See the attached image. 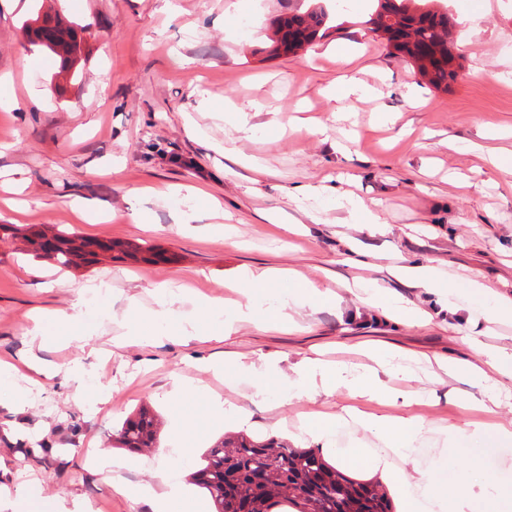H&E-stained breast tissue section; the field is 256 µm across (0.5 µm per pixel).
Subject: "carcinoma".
Instances as JSON below:
<instances>
[{"label":"carcinoma","instance_id":"carcinoma-1","mask_svg":"<svg viewBox=\"0 0 512 512\" xmlns=\"http://www.w3.org/2000/svg\"><path fill=\"white\" fill-rule=\"evenodd\" d=\"M375 2L369 24L386 36L391 54L407 59L432 87L448 89L456 77L448 13L421 8L419 0ZM339 28L337 16L321 7L280 15L274 21L269 52L295 54ZM26 30L31 44L59 58L60 69L78 61V32L58 16L47 12ZM0 231L20 242L26 254L53 260L62 268L91 266L114 259L116 253L128 254V247L120 242L67 234L47 224L27 229L0 224ZM156 437L157 420L144 408L127 418L118 433L122 447L133 452L153 447ZM193 480L210 496L215 512H271L277 505L289 504L296 512H389L390 507L382 484L347 478L318 450L243 435L218 440L206 454L204 465L193 473Z\"/></svg>","mask_w":512,"mask_h":512}]
</instances>
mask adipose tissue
Here are the masks:
<instances>
[{
	"label": "adipose tissue",
	"mask_w": 512,
	"mask_h": 512,
	"mask_svg": "<svg viewBox=\"0 0 512 512\" xmlns=\"http://www.w3.org/2000/svg\"><path fill=\"white\" fill-rule=\"evenodd\" d=\"M391 275L398 281L433 296L435 309L417 307L395 291L376 284L360 288L363 303L379 309L387 318L401 325H425L438 312L448 314L466 310L471 324H497L512 321V297L471 282L458 286L445 280L443 274L429 265L392 267ZM239 300L225 306L223 299L207 300L204 311L220 324L225 335H232L240 324L256 322L266 317L274 325L291 326L293 310L336 305L338 297L308 286L306 281L293 280L290 274L270 269H244L238 282ZM473 359L441 360L448 375L468 372L488 379L489 384L480 402L483 412L497 413L502 398L512 393V353L505 349L473 342ZM366 363L354 366L332 364L320 356H306L293 365L287 386L270 391L260 386L256 394L293 400L301 395L333 396L346 394L383 404H401L400 415L363 412L351 407H339L336 412H314L299 425L300 439L319 446L330 455L337 469L368 480L379 478L396 506V512H512V493L505 482L477 467L461 468V458H480L488 442L512 445V421L493 425L457 422L438 425L412 414L419 402L415 392L398 390L393 381L413 375V354L385 344H369L364 348ZM348 433V447H338L340 433ZM434 443L429 458H421L419 446L423 440ZM452 471L444 479L443 471ZM164 492L153 485L142 484L130 492L134 503L148 504L152 512H184L183 489L172 482L170 475L160 474Z\"/></svg>",
	"instance_id": "ef3b65f1"
}]
</instances>
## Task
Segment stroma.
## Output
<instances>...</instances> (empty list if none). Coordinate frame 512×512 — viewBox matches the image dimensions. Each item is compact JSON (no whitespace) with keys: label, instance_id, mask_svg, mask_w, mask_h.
Returning <instances> with one entry per match:
<instances>
[{"label":"stroma","instance_id":"1","mask_svg":"<svg viewBox=\"0 0 512 512\" xmlns=\"http://www.w3.org/2000/svg\"><path fill=\"white\" fill-rule=\"evenodd\" d=\"M315 5L335 8L333 0H0V76H9L20 103L0 112V222L51 224L167 257L158 264L118 260L62 270L0 240V360L26 356L27 334L40 317L47 333L39 356L56 371L44 378L24 367L17 384H0V483L37 479L46 494L39 505L17 499L9 512L69 510L77 498L93 512H151L118 493L111 476L90 468L84 451L128 456L122 480L154 482L176 457L171 428L179 417L196 431L180 479L189 499L205 501L189 476L231 429L213 416L208 397L241 405L255 390L250 378L227 390L223 377L209 371L229 354L248 362L281 356L273 383L283 386L291 365L312 349L353 362L351 345L383 342L429 356L411 386L441 399L414 406L413 414L443 422L512 419L511 405L496 416L464 409L481 396L482 382L466 374L447 378L431 361L469 357V337L512 352L511 323L474 327L451 317L423 327L397 325L347 294L336 307L298 316L292 331L246 324L214 338L200 302L232 303L237 294L230 284L246 268H290L335 292L346 282L376 280L427 308L432 297L400 284L387 269L433 265L454 280L512 295V176L500 171L512 168V0H438L437 9L456 21L462 63L444 91L425 85L371 31L373 0H353L340 35L294 55H269L274 19ZM46 10L74 22L84 40L73 76H58L57 61L25 37L27 20ZM352 79L372 87V96L338 97L340 84ZM227 105L247 112L254 128L228 158L215 150L235 139L216 117ZM379 112L395 113V122L378 124ZM307 184L359 197L391 234H359L335 197L314 216L289 203V191ZM185 185L219 199L223 215L197 203L196 222L177 231L160 194ZM75 198L94 201L109 220L76 222L65 207ZM140 210L149 211L150 225L132 223ZM286 224L296 225V234L284 233ZM352 239L365 254L362 262L346 249ZM164 281L190 290L169 322L170 341L156 348L117 345L153 309L155 288ZM100 282L109 286L104 299L81 297L83 286ZM58 311L73 314V322L55 323ZM188 327L196 333L190 340L180 336ZM83 336L88 346L80 345ZM92 346L107 350L104 362L88 358ZM78 360L89 369L82 388L112 390L100 411L77 403L62 378ZM174 376L191 387L190 395L166 397ZM19 385L29 400L20 417L39 428L31 454L6 434L20 418L11 405ZM449 391L455 401H447ZM338 403L383 409L344 395H304L251 411L263 427ZM141 407L157 415L160 429L153 448L129 456L117 433Z\"/></svg>","mask_w":512,"mask_h":512}]
</instances>
